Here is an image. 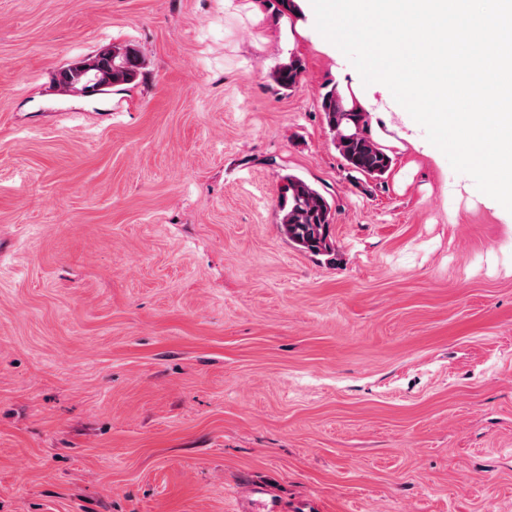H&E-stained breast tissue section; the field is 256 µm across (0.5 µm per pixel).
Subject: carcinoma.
I'll return each mask as SVG.
<instances>
[{"label":"carcinoma","mask_w":512,"mask_h":512,"mask_svg":"<svg viewBox=\"0 0 512 512\" xmlns=\"http://www.w3.org/2000/svg\"><path fill=\"white\" fill-rule=\"evenodd\" d=\"M142 61L130 46H114L62 69L59 85L86 90L103 85L114 87L133 83L140 75ZM304 72L302 60L290 56L276 65L272 78L281 90L291 91ZM324 123L333 136L345 168L365 179L380 180L388 173L392 158L388 150L372 136L367 113L348 107L342 95L332 87L320 102ZM335 210L333 202L303 178L286 173L278 188V224L299 250L313 256H332L331 238Z\"/></svg>","instance_id":"obj_1"}]
</instances>
